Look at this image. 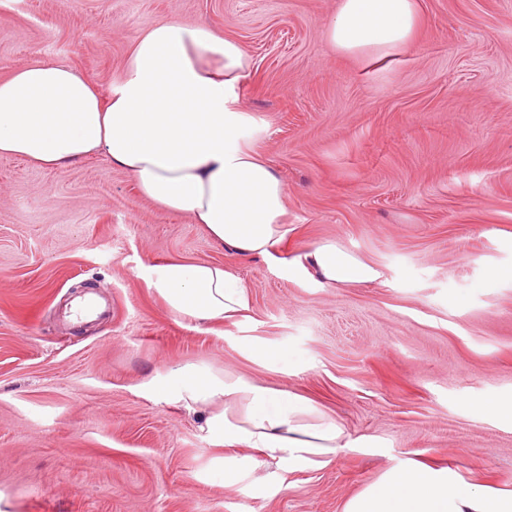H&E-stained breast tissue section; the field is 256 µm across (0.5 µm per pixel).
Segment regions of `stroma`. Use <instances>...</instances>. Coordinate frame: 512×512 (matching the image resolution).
<instances>
[{
    "label": "stroma",
    "instance_id": "obj_1",
    "mask_svg": "<svg viewBox=\"0 0 512 512\" xmlns=\"http://www.w3.org/2000/svg\"><path fill=\"white\" fill-rule=\"evenodd\" d=\"M424 24L387 65L335 51L338 0H0V79L41 59L100 91L134 39L171 18L237 40L248 147L287 187L271 258L214 244L141 197L108 159L64 170L0 156V512H343L414 459L512 490V0H420ZM336 244L368 285L292 273ZM229 265L245 317L197 325L143 267ZM90 288L108 317L66 318ZM287 351L284 363L250 344ZM205 364L312 400L375 448L248 488L199 476L217 449L150 382Z\"/></svg>",
    "mask_w": 512,
    "mask_h": 512
}]
</instances>
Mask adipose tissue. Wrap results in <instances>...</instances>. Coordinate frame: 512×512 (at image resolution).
I'll list each match as a JSON object with an SVG mask.
<instances>
[{
	"label": "adipose tissue",
	"mask_w": 512,
	"mask_h": 512,
	"mask_svg": "<svg viewBox=\"0 0 512 512\" xmlns=\"http://www.w3.org/2000/svg\"><path fill=\"white\" fill-rule=\"evenodd\" d=\"M419 0H339L324 33L332 47L376 63L410 44ZM249 67L243 47L205 24L161 21L135 39L121 77L101 92L65 64L34 59L0 81V155L66 168L100 154L127 171L147 199L191 216L215 243L270 257L285 240L287 188L260 154L242 145L251 119L237 88ZM322 285L367 284L379 271L324 244L309 255ZM147 288L197 324L244 315L249 293L218 263L170 260L147 268ZM166 399L200 418L221 447L207 473L236 486L258 459L289 474L330 465L340 451L373 447L351 437L312 401L197 365L156 379ZM343 512H512V491L473 484L452 468L409 461L390 467Z\"/></svg>",
	"instance_id": "1"
}]
</instances>
